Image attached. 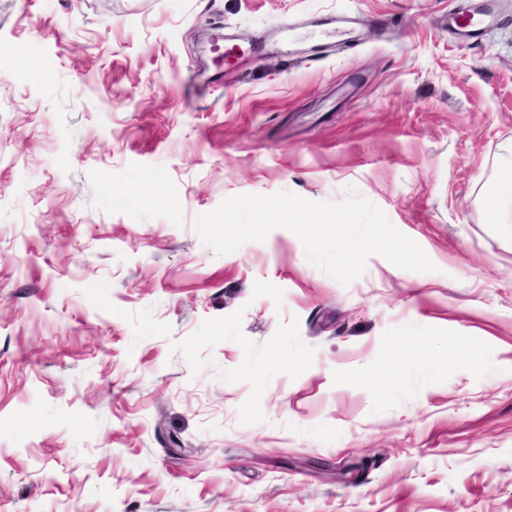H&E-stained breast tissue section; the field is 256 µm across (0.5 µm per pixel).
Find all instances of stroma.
<instances>
[{
  "mask_svg": "<svg viewBox=\"0 0 512 512\" xmlns=\"http://www.w3.org/2000/svg\"><path fill=\"white\" fill-rule=\"evenodd\" d=\"M507 159L512 0H0V512H512ZM350 186L435 271L193 227ZM501 186L508 190V194L500 197V193L491 194L487 201V210L497 223H512V163L504 167L501 172Z\"/></svg>",
  "mask_w": 512,
  "mask_h": 512,
  "instance_id": "35a3bbf8",
  "label": "stroma"
}]
</instances>
